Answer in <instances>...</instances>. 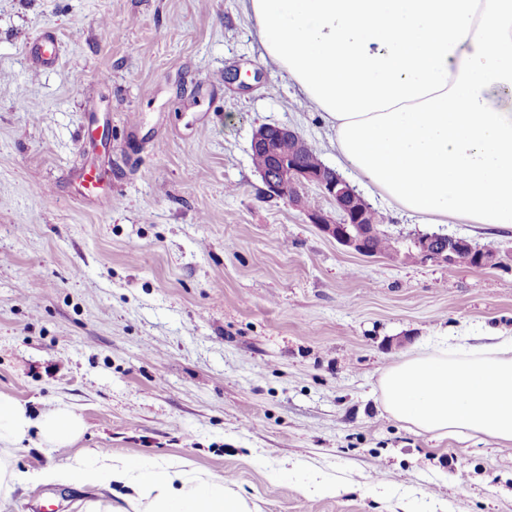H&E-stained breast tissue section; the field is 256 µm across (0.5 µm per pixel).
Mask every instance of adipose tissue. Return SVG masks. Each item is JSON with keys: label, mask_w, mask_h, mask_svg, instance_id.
I'll list each match as a JSON object with an SVG mask.
<instances>
[{"label": "adipose tissue", "mask_w": 512, "mask_h": 512, "mask_svg": "<svg viewBox=\"0 0 512 512\" xmlns=\"http://www.w3.org/2000/svg\"><path fill=\"white\" fill-rule=\"evenodd\" d=\"M263 57L324 113L355 180L425 224L512 227V0H243ZM396 419L436 437L512 443V335L407 357L381 379ZM67 448L81 417L56 405L31 418L0 397V446L30 431ZM135 492V512H250L215 477L144 471L99 451L21 471L0 456V495L39 483Z\"/></svg>", "instance_id": "obj_1"}]
</instances>
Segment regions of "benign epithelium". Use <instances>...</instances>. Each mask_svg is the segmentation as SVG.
I'll use <instances>...</instances> for the list:
<instances>
[{
    "mask_svg": "<svg viewBox=\"0 0 512 512\" xmlns=\"http://www.w3.org/2000/svg\"><path fill=\"white\" fill-rule=\"evenodd\" d=\"M251 150L260 151L273 161L271 170L260 172L268 196L283 199L303 211L310 223L347 250L372 256L368 242L379 234V229L361 221L368 210L367 202L331 168L303 164L302 158L311 147L299 133L287 127L261 126L253 134ZM312 186L332 202L339 218L334 219L319 208L308 207L306 198ZM466 250L475 254L478 267L501 263L499 251L494 248H478L464 238H442L431 233L416 236L412 247L405 252L393 247L391 257L454 266L459 254Z\"/></svg>",
    "mask_w": 512,
    "mask_h": 512,
    "instance_id": "benign-epithelium-1",
    "label": "benign epithelium"
}]
</instances>
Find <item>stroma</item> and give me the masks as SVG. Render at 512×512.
<instances>
[{"label":"stroma","instance_id":"1","mask_svg":"<svg viewBox=\"0 0 512 512\" xmlns=\"http://www.w3.org/2000/svg\"><path fill=\"white\" fill-rule=\"evenodd\" d=\"M45 27L50 68L25 51ZM262 53L241 0H0V396L84 423L50 454L29 433L15 467L107 448L224 478L251 512H512V448L416 433L380 385L407 356L512 333V229L422 224L363 186L400 247L437 231L506 254L365 257L269 197L255 128L338 162ZM132 495L22 485L5 512H133Z\"/></svg>","mask_w":512,"mask_h":512}]
</instances>
